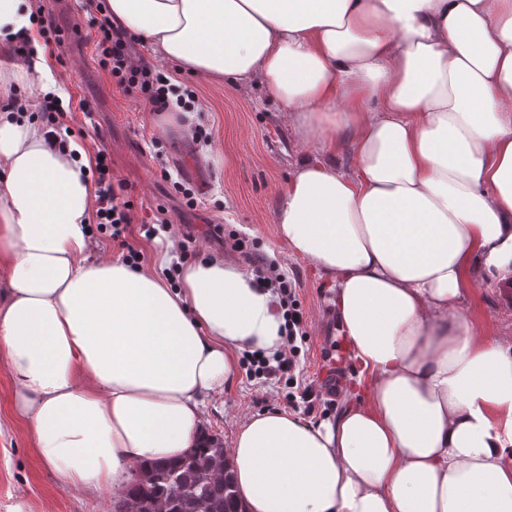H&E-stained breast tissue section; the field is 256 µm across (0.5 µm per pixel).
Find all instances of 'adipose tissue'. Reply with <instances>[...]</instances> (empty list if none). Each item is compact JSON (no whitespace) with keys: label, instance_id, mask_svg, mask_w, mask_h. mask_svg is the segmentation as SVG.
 Instances as JSON below:
<instances>
[{"label":"adipose tissue","instance_id":"adipose-tissue-1","mask_svg":"<svg viewBox=\"0 0 512 512\" xmlns=\"http://www.w3.org/2000/svg\"><path fill=\"white\" fill-rule=\"evenodd\" d=\"M113 22L212 78L259 79L299 158L276 232L330 284L351 385L318 423L239 425L242 512H512V335L464 309L512 278V0H108ZM0 111V367L41 460L120 493L196 442L238 350H282L271 291L216 256L154 268L96 253L76 144ZM354 171L326 160L340 136Z\"/></svg>","mask_w":512,"mask_h":512}]
</instances>
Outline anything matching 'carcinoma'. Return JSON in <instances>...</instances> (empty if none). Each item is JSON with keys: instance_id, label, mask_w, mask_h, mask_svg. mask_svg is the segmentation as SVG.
<instances>
[{"instance_id": "1", "label": "carcinoma", "mask_w": 512, "mask_h": 512, "mask_svg": "<svg viewBox=\"0 0 512 512\" xmlns=\"http://www.w3.org/2000/svg\"><path fill=\"white\" fill-rule=\"evenodd\" d=\"M222 460L221 440L205 434L180 458L146 463L112 504V512H241L231 473L216 475Z\"/></svg>"}]
</instances>
